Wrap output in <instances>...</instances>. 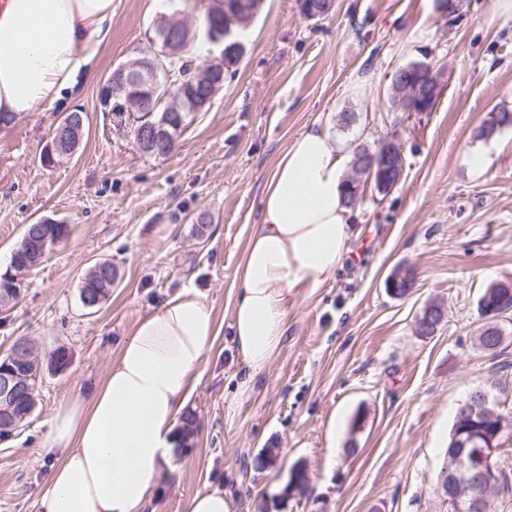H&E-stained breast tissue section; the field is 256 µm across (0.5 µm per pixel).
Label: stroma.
Returning a JSON list of instances; mask_svg holds the SVG:
<instances>
[{"mask_svg": "<svg viewBox=\"0 0 512 512\" xmlns=\"http://www.w3.org/2000/svg\"><path fill=\"white\" fill-rule=\"evenodd\" d=\"M209 3L112 0L110 45L67 106L37 108L0 132V267L29 224L70 228L23 275L19 299L0 305V356L24 336L38 356L62 346L71 357L42 370L32 414L0 442V512H37L57 410L90 394L137 322L187 289L212 306L218 334L184 411L192 431L150 512H184L213 489L231 512H453L437 487L457 407L512 364V324L497 354L476 342L481 295L512 288V126L478 136L490 113L512 112V0H465L449 20L433 0H333L317 19L298 0H264L223 92L193 114L173 154L146 157L101 112V83L155 52L148 31L160 13L197 27ZM412 62L443 70L432 111L388 101L394 72ZM67 108L87 116L79 146L42 166ZM343 112L355 123L341 127ZM313 126L350 153L397 132L403 178L384 196L365 184L335 279L292 291L280 351L243 394L232 342L240 268L268 175ZM473 150L487 153L486 169L470 168ZM100 260L119 279L89 310L81 282ZM398 268L415 276L403 298L385 285ZM434 299L446 319L423 337L415 319ZM265 448L279 454L254 470ZM295 467L308 478L298 491L288 488Z\"/></svg>", "mask_w": 512, "mask_h": 512, "instance_id": "1", "label": "stroma"}]
</instances>
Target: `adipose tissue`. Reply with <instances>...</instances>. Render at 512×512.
Here are the masks:
<instances>
[{
  "label": "adipose tissue",
  "mask_w": 512,
  "mask_h": 512,
  "mask_svg": "<svg viewBox=\"0 0 512 512\" xmlns=\"http://www.w3.org/2000/svg\"><path fill=\"white\" fill-rule=\"evenodd\" d=\"M112 0H6L0 9V116L63 103L106 47ZM348 158L324 131L298 135L263 193L233 308L234 342L249 374L265 369L285 335L288 296L332 280L349 250L342 173ZM217 334L211 306L189 291L139 320L91 396L56 412V457L38 512H144L181 436Z\"/></svg>",
  "instance_id": "1"
}]
</instances>
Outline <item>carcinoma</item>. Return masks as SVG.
I'll return each instance as SVG.
<instances>
[{"label":"carcinoma","instance_id":"carcinoma-1","mask_svg":"<svg viewBox=\"0 0 512 512\" xmlns=\"http://www.w3.org/2000/svg\"><path fill=\"white\" fill-rule=\"evenodd\" d=\"M262 0H213L212 6L204 16V29L220 27L223 31L233 33L249 26L257 14ZM302 14L310 19L326 15L330 9V0H300ZM158 23L163 26L160 32L161 40L157 41L159 47L165 42L181 48V54L175 57L162 58L165 67L174 71L175 85L166 97L157 98L158 105L152 112L129 113L122 110L123 101L112 97L111 86H103L99 90V104L101 111L112 115L114 126H124V131L133 139L144 128L158 125L168 133L167 141L152 149L145 150L143 154L148 157H167L172 154L178 145V140L192 119L193 112L207 110L215 95L213 84L224 87L226 79L235 74V66L243 52V46L232 37H227L210 64L201 69L195 66L196 58L192 55V44L196 33L180 25H172L166 21V16H160ZM397 83L401 86L411 85L417 89V99L428 101L435 105L439 95L440 72L422 62H413L406 65V70L400 75ZM507 124L512 126V112H497L484 121L478 131V136L486 139L499 126ZM383 166L385 176L382 184L376 186V191L386 195L390 193L397 182L402 180L405 168V156L400 143L392 140H383L371 149ZM30 235L23 238L16 248L17 262L31 267L37 266L46 251L69 234L65 224H57L50 220H43L27 226ZM117 278V269L112 262L103 261L94 264L85 274L80 290L82 304L94 309L107 297V290L112 288V282ZM21 289L15 287L9 272L0 275V303L8 304L19 298ZM479 308L482 316L501 309H512V288L491 286L487 288L480 298ZM503 329L495 323L488 321L481 336L479 344L492 343L497 347L502 344ZM47 363L53 369H64L70 363V355L63 347H57L47 356ZM25 372L30 374L31 390L15 405L11 411L13 421L11 426L0 427V435H7L19 428L29 418L35 407L36 389L40 379V366L34 360L25 365ZM507 425L505 416L500 415L493 420L482 411L470 408L455 416L447 448V457H452L456 446L464 445L470 441H481L488 437L501 438V431ZM483 499L481 512H495L494 499L501 493L512 491V472L500 465L486 471L481 476ZM464 487L459 483L448 486V496L459 499L453 504V512H471L469 497L463 495Z\"/></svg>","mask_w":512,"mask_h":512}]
</instances>
